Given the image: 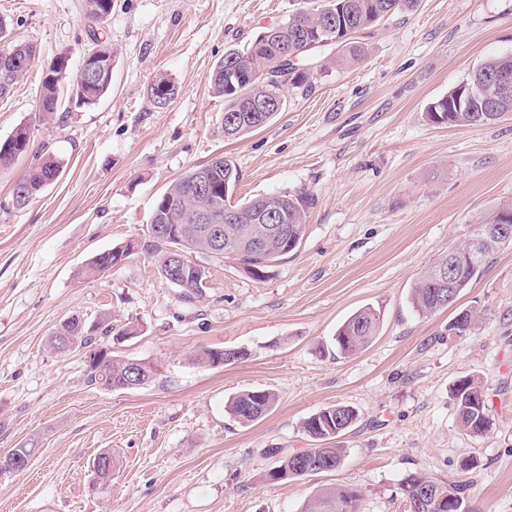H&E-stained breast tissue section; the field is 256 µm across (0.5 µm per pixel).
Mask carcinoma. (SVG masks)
Here are the masks:
<instances>
[{
  "label": "carcinoma",
  "instance_id": "1",
  "mask_svg": "<svg viewBox=\"0 0 512 512\" xmlns=\"http://www.w3.org/2000/svg\"><path fill=\"white\" fill-rule=\"evenodd\" d=\"M418 0H324L310 9L299 10L287 21L260 33L245 49L230 52L214 67L210 80L215 91L224 97V126L229 132L227 140H236L264 127L282 106L276 105L282 98V87L305 88L310 83V73L297 66L288 70V75L272 74L264 80L254 77L261 69L278 66V56L283 49L298 50L307 40L328 39V45L354 46L357 34L372 27L376 22L398 11L410 10ZM85 14L94 21L103 22L112 14V0H83ZM35 57L33 45L7 42L0 45V98L11 93L24 77L22 66ZM69 67L68 59L59 55L42 80L39 111L51 115L57 111L59 91L64 85L71 87L72 100L80 106L96 104L112 85V64L107 58L95 61L99 74L92 80L74 81L71 75L54 77L58 69ZM512 79V53L491 57L471 72L469 77L448 91V94L432 102L428 118L438 125L486 126L512 116V94L506 98H494L495 80L501 76ZM149 95L158 108L168 106L178 95L177 85L168 77L160 76L149 87ZM29 144L20 142L11 135L0 141V169H7L16 157L27 152ZM61 162L51 155H44L35 162L13 186L14 205L22 207L54 182L60 175ZM239 171L235 163L224 156L184 174L171 188L169 207L160 209L159 219L163 224H176L181 230V241L173 243L163 238L153 239L158 252V264L162 276H167V264L172 254L171 247L178 245L184 252V262L175 266L177 280L172 285L179 288L187 298L202 293L206 279V266L196 260L198 255L220 256L238 261L244 270L255 279L264 276L265 270L296 250L306 231V212L313 201V194L301 191L295 194L280 193L256 197L242 207L230 204V195L224 194V186H235ZM212 211L224 217V211L239 214L237 224H221L224 228V250L212 251L208 225L199 223V215ZM273 215L283 227L288 241L279 255L240 249L242 237L257 231L268 223L266 216ZM480 224H508L512 226V202L504 201L481 212ZM512 244V232L491 243L476 263L467 259L468 242L453 247L458 254L454 289L440 290L432 285V275L439 268L448 267V253L438 255L424 270L412 288L410 303L422 315H431L453 305L460 293L479 276L486 264L503 246ZM475 315L470 310L460 311L448 330L461 336L471 330ZM381 316L377 310L365 307L355 312L338 330L336 353L351 356L367 347L378 335ZM62 332L73 337L77 348L92 349L101 344L87 333V328L77 320L61 323ZM192 362L204 366L228 365L233 360L225 357L224 350L205 348L195 354ZM130 371V360H103L88 368L87 382L109 391L123 390V383ZM457 416L464 430L480 437L489 431L488 399L482 385L472 377L460 379L453 389ZM276 395L269 391L247 390L235 396L229 413L242 424H249L265 416L275 405ZM358 418L355 408L349 405L327 407L307 418L303 423L305 434L315 442L307 449L333 462L338 467L344 449L323 448L321 443L336 437V428L348 427ZM267 453L279 457L280 480L298 476L297 460L293 453L282 448H269ZM407 505L406 512H467L465 487L434 480L422 473L408 475L401 484ZM459 507L450 509L448 497ZM361 494L349 487H326L317 491L308 501L304 512H359Z\"/></svg>",
  "mask_w": 512,
  "mask_h": 512
}]
</instances>
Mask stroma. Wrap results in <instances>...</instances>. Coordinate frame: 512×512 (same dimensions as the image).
I'll use <instances>...</instances> for the list:
<instances>
[{
  "label": "stroma",
  "instance_id": "35a3bbf8",
  "mask_svg": "<svg viewBox=\"0 0 512 512\" xmlns=\"http://www.w3.org/2000/svg\"><path fill=\"white\" fill-rule=\"evenodd\" d=\"M272 2L267 12L259 0H112L99 25L83 0H0L12 39L36 48L0 99V139L30 132L28 152L0 170V455L36 448L25 471L0 476V512H302L335 485L361 491L359 512H404L401 484L415 472L466 485L470 512H512V247L448 309L423 317L410 304L425 265L478 213L512 200V119L427 118L483 61L512 53V0H419L360 34L361 59L321 48L308 91L285 87L271 122L228 141L214 66L321 0ZM100 43L114 52L110 90L91 106L61 97L43 119L46 67L65 53L78 72ZM160 75L179 88L162 109L148 97ZM47 153L60 177L15 207V180ZM219 154L240 172L231 204L303 189L314 204L301 245L264 279L207 257L202 295L188 300L161 276L149 223L177 179ZM123 246L121 264L82 276L93 256ZM366 306L383 315L375 340L353 356L320 354ZM463 309L477 311L475 326L449 334ZM74 315L135 327L112 356L158 365L156 380L89 384L84 351L47 345ZM205 348L248 356L193 364ZM467 376L489 400L481 437L457 420L453 387ZM246 390L273 392L277 404L243 425L227 405ZM337 404L358 419L335 439L336 470L268 482L276 460L266 449L309 447L303 422ZM106 450L119 465L100 485L92 461Z\"/></svg>",
  "mask_w": 512,
  "mask_h": 512
}]
</instances>
